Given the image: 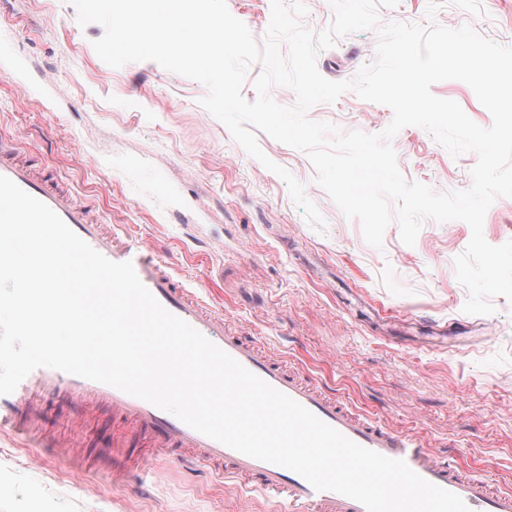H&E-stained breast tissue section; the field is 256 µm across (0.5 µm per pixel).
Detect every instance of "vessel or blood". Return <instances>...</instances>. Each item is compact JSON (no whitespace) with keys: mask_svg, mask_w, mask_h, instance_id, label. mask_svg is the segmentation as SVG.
<instances>
[{"mask_svg":"<svg viewBox=\"0 0 512 512\" xmlns=\"http://www.w3.org/2000/svg\"><path fill=\"white\" fill-rule=\"evenodd\" d=\"M0 175L48 206L108 259L131 262L140 281L168 311L353 442L404 460L425 480L460 496L472 512H512L511 490L494 489L486 479L470 475L452 456L427 448L422 439L346 406L291 366L272 360L254 338L226 329L223 315L179 282L153 250L121 240L100 224L94 217L93 200H78L58 184L37 177L31 164L20 161L13 151L0 150ZM50 398L70 402L78 409L89 403L109 408L115 418L126 421L141 438L149 440L146 458L131 457L129 471L142 472L146 462L179 454L198 466L221 467L226 475L250 485L267 500L287 504L288 512H366L358 501L336 492L315 490L295 472L239 453L142 399L48 367L34 370L13 393L0 396V431L29 439L40 427L43 404Z\"/></svg>","mask_w":512,"mask_h":512,"instance_id":"1","label":"vessel or blood"}]
</instances>
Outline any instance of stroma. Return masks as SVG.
<instances>
[{"instance_id": "obj_1", "label": "stroma", "mask_w": 512, "mask_h": 512, "mask_svg": "<svg viewBox=\"0 0 512 512\" xmlns=\"http://www.w3.org/2000/svg\"><path fill=\"white\" fill-rule=\"evenodd\" d=\"M400 0L383 21L445 24L448 17L512 46V0ZM103 34L80 27L70 0H0V147L35 157L102 223L152 248L224 325L345 398L354 409L457 458L494 488L512 489V302L465 313L454 259L471 238L461 221H425L414 246L390 226L382 249L328 194L314 193L308 155L266 134L264 153L311 192L326 220L316 231L285 183L247 155L200 106L205 87L153 61L113 68L95 53ZM362 30L319 51L327 79L352 78L376 57ZM477 124L492 123L459 80L433 85ZM308 116L343 130L383 131L389 107L342 94ZM409 180L468 188L475 154L452 157L422 128L391 141ZM44 429L68 445L51 457L0 433V512H287L215 470L152 465L144 483L113 482L112 465L141 441L102 408L52 404Z\"/></svg>"}]
</instances>
